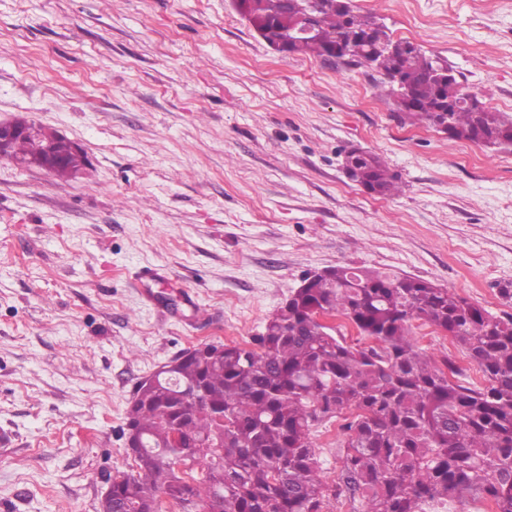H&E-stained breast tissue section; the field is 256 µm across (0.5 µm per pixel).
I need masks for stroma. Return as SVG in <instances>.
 Wrapping results in <instances>:
<instances>
[{
    "label": "stroma",
    "mask_w": 512,
    "mask_h": 512,
    "mask_svg": "<svg viewBox=\"0 0 512 512\" xmlns=\"http://www.w3.org/2000/svg\"><path fill=\"white\" fill-rule=\"evenodd\" d=\"M352 6L512 114V0ZM379 79L276 53L233 0H0V122L88 159L61 179L0 157V512H99L138 383L185 349L251 343L310 274L364 265L512 312V150L400 126ZM352 147L399 193L351 182ZM148 266L166 276L144 288ZM412 332L484 385L445 332ZM351 418L312 431L327 476Z\"/></svg>",
    "instance_id": "stroma-1"
}]
</instances>
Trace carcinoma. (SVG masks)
Listing matches in <instances>:
<instances>
[{"mask_svg":"<svg viewBox=\"0 0 512 512\" xmlns=\"http://www.w3.org/2000/svg\"><path fill=\"white\" fill-rule=\"evenodd\" d=\"M304 0H239L238 12L280 53L368 66L384 77L403 123L437 129L448 139L507 150L512 118L482 108L448 61L416 46L390 52L365 35L375 20L346 0H317L316 33L294 43ZM400 75L401 82L394 80ZM444 106L445 112L435 108ZM15 137L6 154L60 178L87 165L55 130ZM355 181L380 197L399 191V176L371 152L353 149ZM253 344H205L184 351L156 388H136L126 411L140 441L135 470L108 476L112 512H152L157 499L185 512L224 503V512H323L336 487L319 469L314 426L349 411L341 479L361 495L365 512H426L468 499L512 512V315L498 316L456 292L366 266H338L305 278ZM324 311L354 328L368 346L347 343L321 324ZM420 320L449 335L476 363L483 387L464 385L462 370L437 361L412 336ZM202 388L195 402L184 391ZM195 447H169L173 432ZM188 452L199 469L184 480L174 458Z\"/></svg>","mask_w":512,"mask_h":512,"instance_id":"obj_1","label":"carcinoma"}]
</instances>
